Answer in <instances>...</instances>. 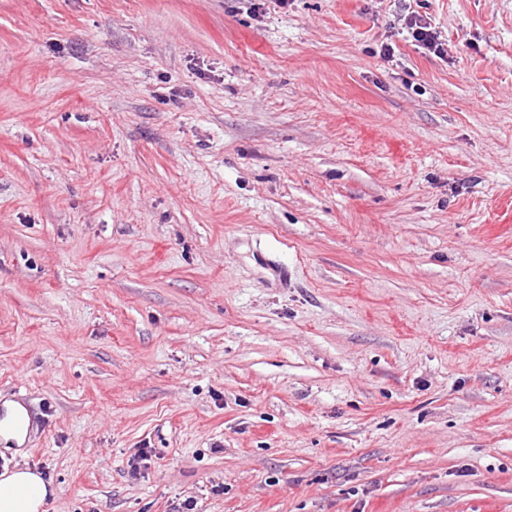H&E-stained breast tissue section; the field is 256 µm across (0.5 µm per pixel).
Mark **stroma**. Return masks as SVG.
<instances>
[{
	"instance_id": "35a3bbf8",
	"label": "stroma",
	"mask_w": 512,
	"mask_h": 512,
	"mask_svg": "<svg viewBox=\"0 0 512 512\" xmlns=\"http://www.w3.org/2000/svg\"><path fill=\"white\" fill-rule=\"evenodd\" d=\"M18 390L46 512H512V0H0ZM407 28L413 40L419 43L423 49L433 54L443 55L445 53V44L440 40V35L422 17L411 15Z\"/></svg>"
}]
</instances>
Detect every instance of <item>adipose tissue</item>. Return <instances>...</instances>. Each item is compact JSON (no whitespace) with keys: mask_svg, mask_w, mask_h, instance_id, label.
Wrapping results in <instances>:
<instances>
[{"mask_svg":"<svg viewBox=\"0 0 512 512\" xmlns=\"http://www.w3.org/2000/svg\"><path fill=\"white\" fill-rule=\"evenodd\" d=\"M52 494L36 470L20 465L0 470V512H46Z\"/></svg>","mask_w":512,"mask_h":512,"instance_id":"1","label":"adipose tissue"}]
</instances>
